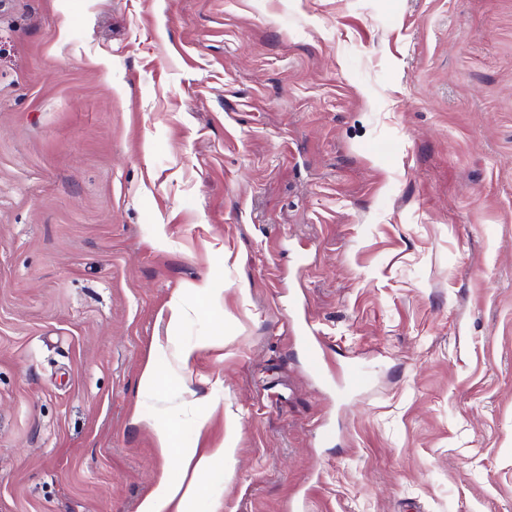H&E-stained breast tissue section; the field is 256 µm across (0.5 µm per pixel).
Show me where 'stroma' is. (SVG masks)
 <instances>
[{
  "label": "stroma",
  "mask_w": 512,
  "mask_h": 512,
  "mask_svg": "<svg viewBox=\"0 0 512 512\" xmlns=\"http://www.w3.org/2000/svg\"><path fill=\"white\" fill-rule=\"evenodd\" d=\"M160 429L189 512H512V0H0V512ZM302 340L308 349L309 369L318 376H325L326 365H328L325 349L317 330L306 319L303 328ZM213 455H224L216 448L198 456L197 448L182 455V479L178 483L161 480L156 489L140 504L138 512H186L185 504L201 491V476L209 469Z\"/></svg>",
  "instance_id": "35a3bbf8"
}]
</instances>
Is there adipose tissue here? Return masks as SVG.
I'll use <instances>...</instances> for the list:
<instances>
[{
	"label": "adipose tissue",
	"instance_id": "adipose-tissue-1",
	"mask_svg": "<svg viewBox=\"0 0 512 512\" xmlns=\"http://www.w3.org/2000/svg\"><path fill=\"white\" fill-rule=\"evenodd\" d=\"M211 453L185 452L182 456V479L176 483L160 481L156 489L140 504L138 512H185L184 506L201 491V477L208 470Z\"/></svg>",
	"mask_w": 512,
	"mask_h": 512
}]
</instances>
